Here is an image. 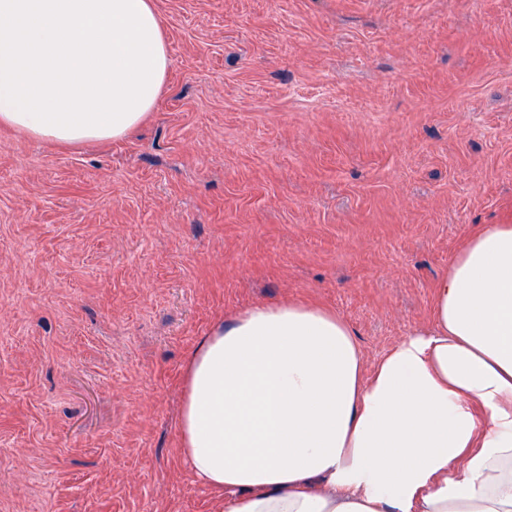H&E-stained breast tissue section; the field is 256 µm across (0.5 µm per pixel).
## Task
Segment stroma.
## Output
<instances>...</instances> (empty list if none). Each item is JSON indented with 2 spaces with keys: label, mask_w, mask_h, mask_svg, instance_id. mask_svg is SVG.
<instances>
[{
  "label": "stroma",
  "mask_w": 512,
  "mask_h": 512,
  "mask_svg": "<svg viewBox=\"0 0 512 512\" xmlns=\"http://www.w3.org/2000/svg\"><path fill=\"white\" fill-rule=\"evenodd\" d=\"M155 4L142 125L0 128V512H222L179 453L214 326L317 302L370 377L512 224V0Z\"/></svg>",
  "instance_id": "1"
}]
</instances>
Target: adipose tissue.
<instances>
[{"instance_id":"obj_1","label":"adipose tissue","mask_w":512,"mask_h":512,"mask_svg":"<svg viewBox=\"0 0 512 512\" xmlns=\"http://www.w3.org/2000/svg\"><path fill=\"white\" fill-rule=\"evenodd\" d=\"M169 63L154 0H0L2 127L122 139ZM361 371L334 311L252 306L187 367L180 454L224 512H512V224L472 236L432 327Z\"/></svg>"}]
</instances>
